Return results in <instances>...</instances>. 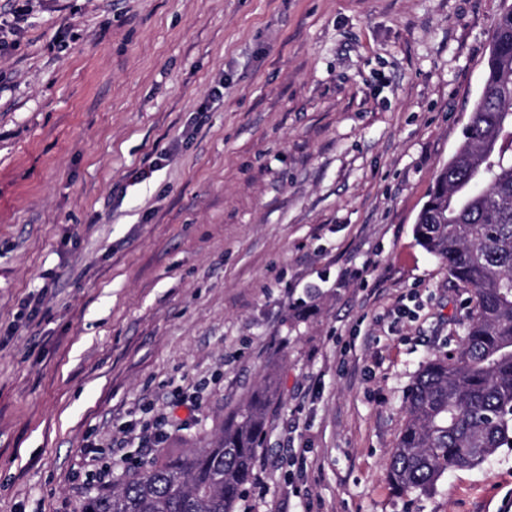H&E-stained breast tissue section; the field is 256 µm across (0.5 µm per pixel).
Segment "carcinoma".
Here are the masks:
<instances>
[{"instance_id": "cac0c4a2", "label": "carcinoma", "mask_w": 512, "mask_h": 512, "mask_svg": "<svg viewBox=\"0 0 512 512\" xmlns=\"http://www.w3.org/2000/svg\"><path fill=\"white\" fill-rule=\"evenodd\" d=\"M415 237L472 295L457 346L430 358L406 395L386 480L407 497L512 447V8L495 23L480 96ZM276 393L269 376L214 441L117 476L85 512H236Z\"/></svg>"}]
</instances>
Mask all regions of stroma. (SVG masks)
Wrapping results in <instances>:
<instances>
[{
	"mask_svg": "<svg viewBox=\"0 0 512 512\" xmlns=\"http://www.w3.org/2000/svg\"><path fill=\"white\" fill-rule=\"evenodd\" d=\"M511 4L0 0V512H83L88 447H204L268 376L237 512H501L512 448L385 468L468 314L413 228Z\"/></svg>",
	"mask_w": 512,
	"mask_h": 512,
	"instance_id": "stroma-1",
	"label": "stroma"
}]
</instances>
